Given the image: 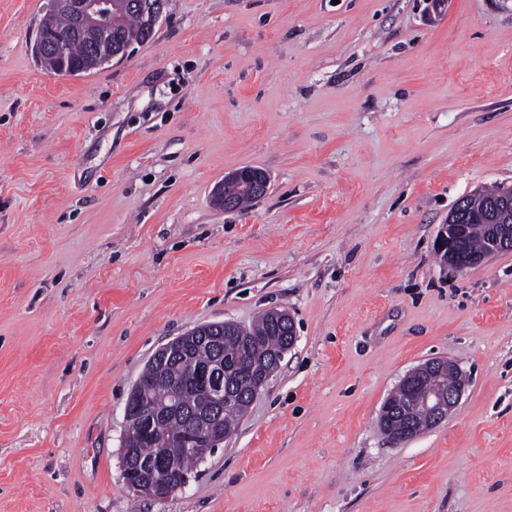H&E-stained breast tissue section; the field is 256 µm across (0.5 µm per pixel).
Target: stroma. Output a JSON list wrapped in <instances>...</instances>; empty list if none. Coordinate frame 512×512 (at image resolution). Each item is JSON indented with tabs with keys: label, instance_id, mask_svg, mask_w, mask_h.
<instances>
[{
	"label": "stroma",
	"instance_id": "35a3bbf8",
	"mask_svg": "<svg viewBox=\"0 0 512 512\" xmlns=\"http://www.w3.org/2000/svg\"><path fill=\"white\" fill-rule=\"evenodd\" d=\"M47 0H0V512H512V251L458 270L463 195L512 182L496 0H171L152 38L46 70ZM269 179L246 209L215 188ZM287 310L294 347L188 484L121 476L154 352ZM458 363L434 429L377 425Z\"/></svg>",
	"mask_w": 512,
	"mask_h": 512
}]
</instances>
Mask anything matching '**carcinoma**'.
<instances>
[{
    "mask_svg": "<svg viewBox=\"0 0 512 512\" xmlns=\"http://www.w3.org/2000/svg\"><path fill=\"white\" fill-rule=\"evenodd\" d=\"M41 31L52 37L65 40L67 53L63 57H51L42 61V65L53 73L60 70H71L82 64L87 53L84 41L77 37L71 28L69 16L61 13L48 12L40 23ZM150 35L144 33L138 11L125 4L117 17L113 31V39L126 43L144 42ZM496 189H484L482 193L466 202V208L472 214L485 211L490 201L495 199ZM486 225L469 219L465 223L463 239L469 251L479 252L486 240ZM288 342V325L275 326L272 311H265L249 328L239 327L224 332L217 341L191 342L184 348V356L175 357L167 362L166 372L176 387L175 393L169 388L155 384L156 370L147 364L137 383L140 388H132L126 402L130 411L137 408L136 391H141L157 402L175 397L178 403L176 411L170 413L162 423V433L153 438L143 437L134 452L145 457H154L175 463L174 469L161 475L169 483L177 481L182 472H190L199 464L200 458L185 453L181 444L174 436L188 425L202 420L212 400L209 385L196 379L190 372V365L205 366L214 358L224 359V388L232 392L237 404L224 410V431H235L237 421L246 413V405L254 390V380L267 372L273 365L276 355ZM425 394V390L414 382L402 387L388 398L387 411L380 414L378 424L380 430L391 435V429L404 427L420 432L426 429L422 413L405 407V399L410 393Z\"/></svg>",
    "mask_w": 512,
    "mask_h": 512,
    "instance_id": "carcinoma-1",
    "label": "carcinoma"
}]
</instances>
